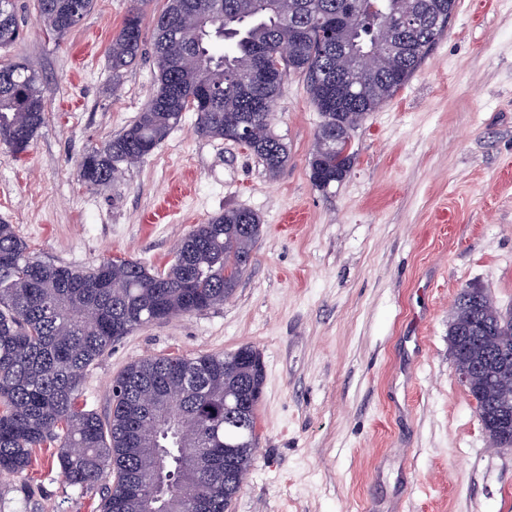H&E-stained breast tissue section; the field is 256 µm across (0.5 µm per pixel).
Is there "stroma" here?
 <instances>
[{
    "label": "stroma",
    "mask_w": 512,
    "mask_h": 512,
    "mask_svg": "<svg viewBox=\"0 0 512 512\" xmlns=\"http://www.w3.org/2000/svg\"><path fill=\"white\" fill-rule=\"evenodd\" d=\"M131 0H96L63 38L37 0L0 60L39 72L47 119L23 159L0 146V221L32 257L89 267L120 256L166 267L177 241L227 209L259 215L254 261L217 308L113 343L82 386L108 415L113 379L147 356L232 352L265 366L253 464L228 512H512V449L488 440L448 347L453 304L483 289L512 310V0H457L448 33L409 82L351 132L350 174L315 187L321 116L288 75L274 130L277 176L245 146L201 136L195 112L107 187L85 153L135 120L151 55L113 85L105 50ZM51 449L0 478V512H100Z\"/></svg>",
    "instance_id": "obj_1"
}]
</instances>
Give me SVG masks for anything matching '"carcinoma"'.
Returning <instances> with one entry per match:
<instances>
[{
  "label": "carcinoma",
  "instance_id": "obj_1",
  "mask_svg": "<svg viewBox=\"0 0 512 512\" xmlns=\"http://www.w3.org/2000/svg\"><path fill=\"white\" fill-rule=\"evenodd\" d=\"M166 0L153 20L156 89L122 133L89 151L84 183L105 187L111 173L142 161L169 135L178 114L197 113V131L234 138L276 176L288 158L272 129L286 75L307 78L322 123L308 165L313 184L344 180L354 154L344 140L351 108L364 116L394 97L445 35L456 0ZM94 0H38L45 30L63 37ZM20 30L15 3L0 8V48ZM297 42L284 74L256 87V48ZM140 9L128 10L106 55L113 82L136 61ZM46 120L38 74L25 60L0 65V145L17 160ZM260 217L226 210L195 225L168 267L107 257L80 269L35 260L12 224L0 222V473L26 475L42 448L55 449L67 482L102 490V512H228L256 447V409L265 370L259 351L139 359L112 382L105 417L80 406L87 372L112 343L148 324L224 304L253 261ZM463 289L448 329L458 367L493 444L512 447V427L495 421L512 369L490 383L484 354L512 345V324L489 297Z\"/></svg>",
  "mask_w": 512,
  "mask_h": 512
}]
</instances>
